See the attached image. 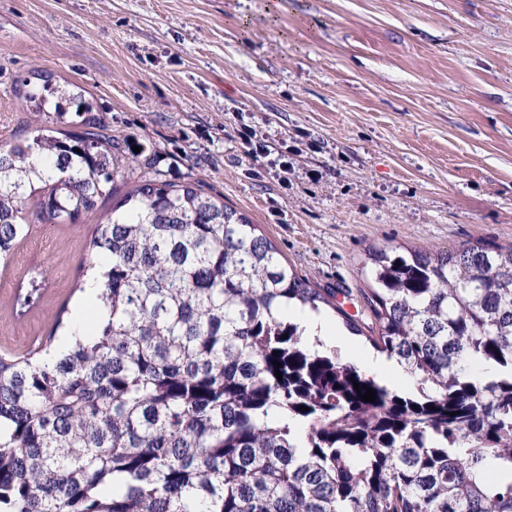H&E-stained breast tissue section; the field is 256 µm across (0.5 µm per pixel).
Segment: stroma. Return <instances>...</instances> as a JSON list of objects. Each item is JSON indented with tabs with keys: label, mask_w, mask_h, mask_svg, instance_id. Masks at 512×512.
I'll list each match as a JSON object with an SVG mask.
<instances>
[{
	"label": "stroma",
	"mask_w": 512,
	"mask_h": 512,
	"mask_svg": "<svg viewBox=\"0 0 512 512\" xmlns=\"http://www.w3.org/2000/svg\"><path fill=\"white\" fill-rule=\"evenodd\" d=\"M41 71L84 89L135 155L129 180L156 172L223 198L299 276L351 289L348 313L370 247L512 242V0H0V141L32 123ZM115 202L32 223L48 277L36 306L15 304L25 247L0 261V351L25 350L74 303Z\"/></svg>",
	"instance_id": "35a3bbf8"
}]
</instances>
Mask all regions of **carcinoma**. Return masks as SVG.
Returning <instances> with one entry per match:
<instances>
[{
    "label": "carcinoma",
    "mask_w": 512,
    "mask_h": 512,
    "mask_svg": "<svg viewBox=\"0 0 512 512\" xmlns=\"http://www.w3.org/2000/svg\"><path fill=\"white\" fill-rule=\"evenodd\" d=\"M39 80L32 111L50 95L79 120L0 144L1 259L29 199L38 222L74 223L129 168L82 93ZM89 250L108 319L49 363L62 307L37 345L0 354V512H512V243L372 248L356 316L244 214L141 176ZM296 303L331 310L408 388L309 346L284 316Z\"/></svg>",
    "instance_id": "carcinoma-1"
}]
</instances>
